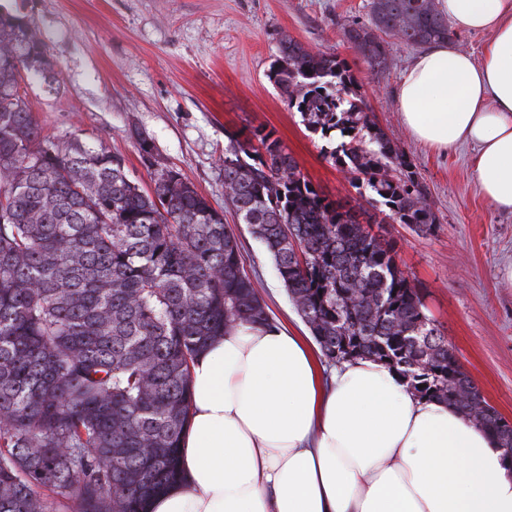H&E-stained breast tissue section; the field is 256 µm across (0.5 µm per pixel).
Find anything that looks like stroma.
Listing matches in <instances>:
<instances>
[{
    "label": "stroma",
    "mask_w": 512,
    "mask_h": 512,
    "mask_svg": "<svg viewBox=\"0 0 512 512\" xmlns=\"http://www.w3.org/2000/svg\"><path fill=\"white\" fill-rule=\"evenodd\" d=\"M368 2L0 0V10L33 23L58 73L51 85L30 73L24 85L43 134L105 145L147 189L142 149L150 147L156 168L178 169L223 211L270 316L303 334L273 262L227 201L220 159L230 135L263 126L317 189L359 203L329 155L332 140L308 131L268 78L285 34L346 58L376 122L412 158L437 218L425 234L388 222L398 259L467 373L512 421V213L480 195L473 145L436 151L402 125L394 89L415 49L392 44L387 69L374 72L342 43V27L365 21Z\"/></svg>",
    "instance_id": "35a3bbf8"
}]
</instances>
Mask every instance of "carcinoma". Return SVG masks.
I'll list each match as a JSON object with an SVG mask.
<instances>
[{
	"label": "carcinoma",
	"instance_id": "obj_1",
	"mask_svg": "<svg viewBox=\"0 0 512 512\" xmlns=\"http://www.w3.org/2000/svg\"><path fill=\"white\" fill-rule=\"evenodd\" d=\"M342 38L372 71L391 41H448L435 0H370ZM57 81L31 24L0 13V512H145L179 476L190 373L208 343L273 325L223 212L179 171L146 190L103 144L42 134L24 75ZM269 79L386 216L418 232L436 215L394 134L373 119L346 59L285 35ZM226 198L275 263L331 363L373 358L422 398L468 413L512 457V424L460 370L395 244L333 200L273 132L224 148Z\"/></svg>",
	"mask_w": 512,
	"mask_h": 512
}]
</instances>
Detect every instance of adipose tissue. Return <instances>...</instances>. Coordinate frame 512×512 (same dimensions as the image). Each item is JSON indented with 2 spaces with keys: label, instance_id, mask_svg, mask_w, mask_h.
Masks as SVG:
<instances>
[{
  "label": "adipose tissue",
  "instance_id": "adipose-tissue-1",
  "mask_svg": "<svg viewBox=\"0 0 512 512\" xmlns=\"http://www.w3.org/2000/svg\"><path fill=\"white\" fill-rule=\"evenodd\" d=\"M481 60L420 51L395 89L410 134L475 146L482 197L512 212V0H439ZM181 478L147 512H512L495 440L454 407L411 394L369 359L325 371L310 337L278 325L209 343L190 375Z\"/></svg>",
  "mask_w": 512,
  "mask_h": 512
}]
</instances>
